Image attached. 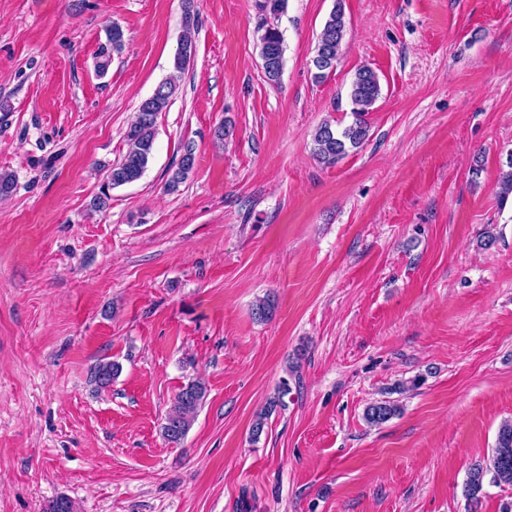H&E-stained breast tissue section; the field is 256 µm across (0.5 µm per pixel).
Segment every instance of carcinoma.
<instances>
[{
	"label": "carcinoma",
	"instance_id": "carcinoma-1",
	"mask_svg": "<svg viewBox=\"0 0 512 512\" xmlns=\"http://www.w3.org/2000/svg\"><path fill=\"white\" fill-rule=\"evenodd\" d=\"M288 0H259L261 31L257 44L258 55L262 62L265 78L273 83L280 82L284 69V38L281 31L269 19L277 18L286 7ZM196 17L191 0H185L183 32L180 49L175 57V69L182 72L191 60L192 46L196 32ZM346 34V22L341 0L330 12L319 33L312 65L315 69L314 79L320 81L336 69L341 46ZM123 33L118 27L108 31L109 46L99 49L96 66L100 71L108 68L111 62L109 48L117 49L122 44ZM176 91V84L171 80L160 83L153 94L139 105L135 120L127 127L124 139L127 149L122 159L109 169L106 189L95 198L92 207L104 209L109 200L108 190L138 181L145 172L154 147V135L159 113L165 111ZM380 82L373 69L363 66L356 70L348 91L353 122L342 128L329 122L322 123L312 136V151L319 161L334 165L352 148L359 147L366 139L368 125L365 116L379 98ZM195 149L188 144L178 163L171 169L166 182L170 192L178 190L190 172L194 169ZM277 311L274 297L266 296L253 306L252 313L259 322L273 319ZM120 373V364L112 360L98 362L90 372L89 382L96 390H105ZM207 395L206 385L193 380L184 385L175 397L171 409L167 412L160 430L162 437L169 443L178 444L192 427ZM280 397L269 401L266 409L255 416L252 424V441H257L264 430L265 421ZM401 413V407L391 400H376L364 410V419L371 426H380ZM495 485L512 486V420L502 423L497 434L496 446L492 455L484 461L474 463L468 470L463 486V495L472 508L478 507L484 494L485 482Z\"/></svg>",
	"mask_w": 512,
	"mask_h": 512
}]
</instances>
